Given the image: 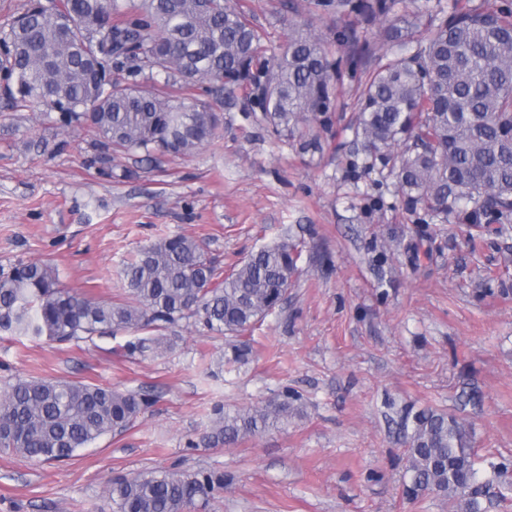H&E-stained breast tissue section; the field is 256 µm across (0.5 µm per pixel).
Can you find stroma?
<instances>
[{"instance_id":"stroma-1","label":"stroma","mask_w":512,"mask_h":512,"mask_svg":"<svg viewBox=\"0 0 512 512\" xmlns=\"http://www.w3.org/2000/svg\"><path fill=\"white\" fill-rule=\"evenodd\" d=\"M266 58L310 24L335 44L336 23L389 49L383 23L317 0H238ZM372 64H344L321 148L278 137L251 88L207 94L164 75L145 91L196 98L222 113L215 139L189 156L146 161L112 151L94 129H62L44 105L15 108L0 80V268L49 265L99 301L125 297L122 269L165 236L203 241L221 269L289 238L303 249L287 299L249 337V360L220 365L223 337L180 324L177 345L128 356L131 333L78 343L0 335V392L19 379L70 380L149 392L134 425L42 462L0 452V512H107L118 474L224 472L204 512H448L408 501L406 408L455 415L472 435L480 479L512 465V220L443 223L405 205L391 165L349 128ZM302 412L286 426L219 448H194L214 405L255 408L283 391Z\"/></svg>"}]
</instances>
